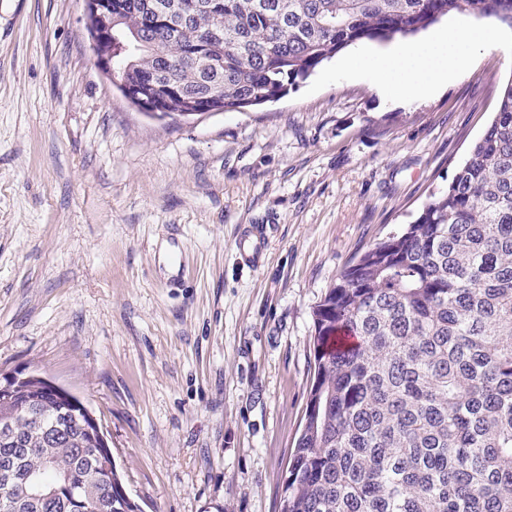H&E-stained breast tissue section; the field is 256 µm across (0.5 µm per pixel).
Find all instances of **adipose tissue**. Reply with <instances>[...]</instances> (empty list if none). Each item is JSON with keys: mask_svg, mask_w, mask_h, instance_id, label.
I'll use <instances>...</instances> for the list:
<instances>
[{"mask_svg": "<svg viewBox=\"0 0 512 512\" xmlns=\"http://www.w3.org/2000/svg\"><path fill=\"white\" fill-rule=\"evenodd\" d=\"M498 42L493 26L475 27L460 21L430 32L417 43L362 46L354 55V65L370 74L379 88L418 98L466 70L476 47Z\"/></svg>", "mask_w": 512, "mask_h": 512, "instance_id": "adipose-tissue-1", "label": "adipose tissue"}]
</instances>
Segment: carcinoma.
Listing matches in <instances>:
<instances>
[{
	"instance_id": "1",
	"label": "carcinoma",
	"mask_w": 512,
	"mask_h": 512,
	"mask_svg": "<svg viewBox=\"0 0 512 512\" xmlns=\"http://www.w3.org/2000/svg\"><path fill=\"white\" fill-rule=\"evenodd\" d=\"M121 0L117 79L168 115L283 98L363 39L512 0ZM313 380L281 512H512V83L448 187L313 309ZM82 402L0 396V512H142Z\"/></svg>"
}]
</instances>
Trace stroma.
<instances>
[{
    "instance_id": "35a3bbf8",
    "label": "stroma",
    "mask_w": 512,
    "mask_h": 512,
    "mask_svg": "<svg viewBox=\"0 0 512 512\" xmlns=\"http://www.w3.org/2000/svg\"><path fill=\"white\" fill-rule=\"evenodd\" d=\"M499 32L426 97L339 53L277 102L154 119L97 64L83 0H0V376L78 397L143 512H279L313 308L483 134ZM242 224L268 227L260 268Z\"/></svg>"
}]
</instances>
